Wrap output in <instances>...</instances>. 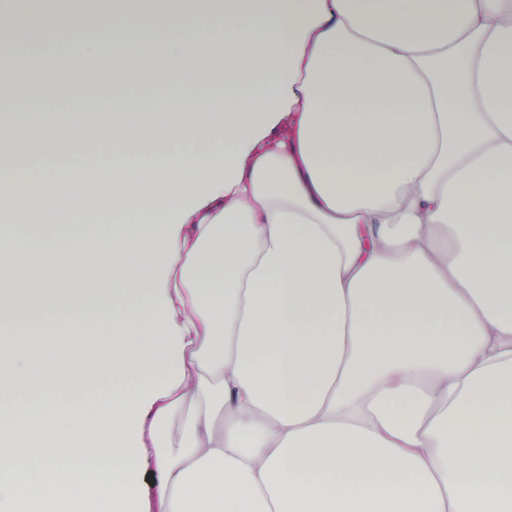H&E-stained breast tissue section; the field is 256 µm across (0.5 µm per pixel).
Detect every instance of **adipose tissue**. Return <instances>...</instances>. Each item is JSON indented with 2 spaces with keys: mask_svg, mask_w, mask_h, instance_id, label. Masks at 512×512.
<instances>
[{
  "mask_svg": "<svg viewBox=\"0 0 512 512\" xmlns=\"http://www.w3.org/2000/svg\"><path fill=\"white\" fill-rule=\"evenodd\" d=\"M60 24L95 57L73 16L0 0L2 27ZM95 25L174 30L169 93L109 110L90 68L80 110L0 113L1 138L40 149L126 147L62 195L0 178V221L45 227L0 236V512H512V0ZM189 138L224 150L153 160ZM94 215L111 238L70 262L84 246L57 224ZM103 292L110 309L75 313ZM104 374L139 389L31 399Z\"/></svg>",
  "mask_w": 512,
  "mask_h": 512,
  "instance_id": "1",
  "label": "adipose tissue"
}]
</instances>
